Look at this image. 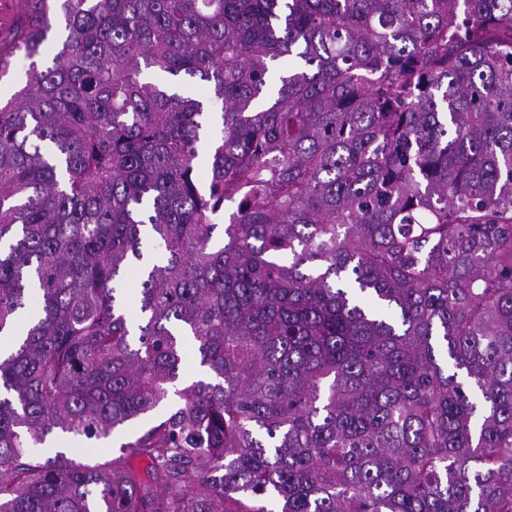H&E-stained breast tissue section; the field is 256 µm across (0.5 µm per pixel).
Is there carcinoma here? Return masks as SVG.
Returning a JSON list of instances; mask_svg holds the SVG:
<instances>
[{
    "instance_id": "cac0c4a2",
    "label": "carcinoma",
    "mask_w": 512,
    "mask_h": 512,
    "mask_svg": "<svg viewBox=\"0 0 512 512\" xmlns=\"http://www.w3.org/2000/svg\"><path fill=\"white\" fill-rule=\"evenodd\" d=\"M26 60L0 512H512V0H27ZM146 425L147 422L143 420L130 421L115 429L111 439L97 441L98 445L89 441L77 442L80 437H70V440L65 443L66 446H71L68 447L70 449L67 451V457L75 458L77 461L87 462V459L84 457L88 455L84 454L82 448H89L91 452L90 456H108L112 454V448L118 449L121 444L134 441L145 429ZM98 446L99 448H95Z\"/></svg>"
}]
</instances>
